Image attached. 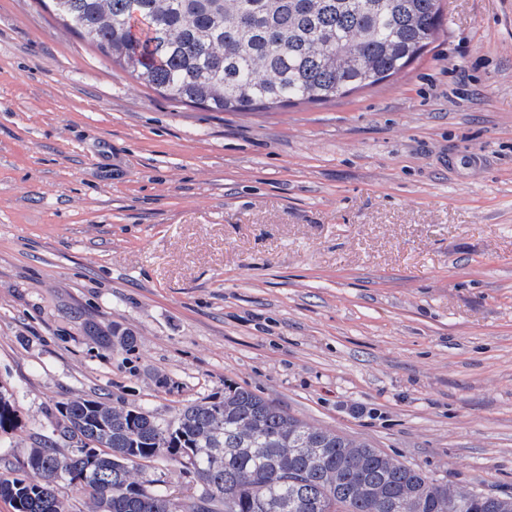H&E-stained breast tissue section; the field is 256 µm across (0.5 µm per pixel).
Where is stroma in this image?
Here are the masks:
<instances>
[{
    "label": "stroma",
    "instance_id": "35a3bbf8",
    "mask_svg": "<svg viewBox=\"0 0 512 512\" xmlns=\"http://www.w3.org/2000/svg\"><path fill=\"white\" fill-rule=\"evenodd\" d=\"M443 9L388 83L220 112L0 0V456L76 396L168 420L240 386L512 496V0Z\"/></svg>",
    "mask_w": 512,
    "mask_h": 512
}]
</instances>
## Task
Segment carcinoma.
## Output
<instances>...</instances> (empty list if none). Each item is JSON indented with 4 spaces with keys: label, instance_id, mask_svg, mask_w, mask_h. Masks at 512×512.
I'll list each match as a JSON object with an SVG mask.
<instances>
[{
    "label": "carcinoma",
    "instance_id": "cac0c4a2",
    "mask_svg": "<svg viewBox=\"0 0 512 512\" xmlns=\"http://www.w3.org/2000/svg\"><path fill=\"white\" fill-rule=\"evenodd\" d=\"M64 26L173 102L223 112L328 103L398 77L442 32L443 0H51ZM64 454L40 436L22 472L0 473L14 512H66L56 493L85 476L89 512H512L378 448L306 423L242 387L166 421L134 405L75 397L57 407ZM18 414L0 396V430ZM159 458L196 478L194 497L139 479Z\"/></svg>",
    "mask_w": 512,
    "mask_h": 512
}]
</instances>
